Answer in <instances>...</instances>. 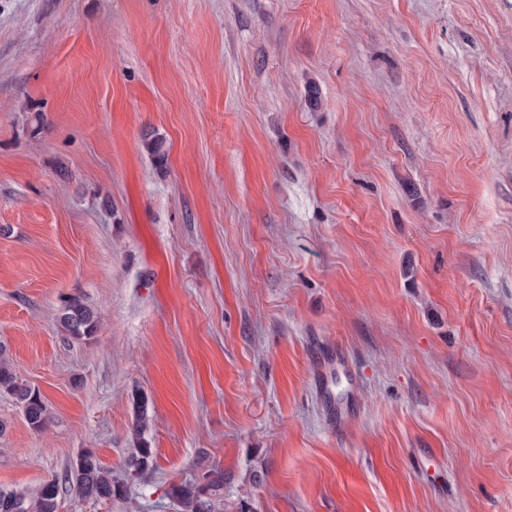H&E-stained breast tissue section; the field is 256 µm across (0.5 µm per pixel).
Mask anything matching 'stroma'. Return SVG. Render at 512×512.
<instances>
[{"mask_svg": "<svg viewBox=\"0 0 512 512\" xmlns=\"http://www.w3.org/2000/svg\"><path fill=\"white\" fill-rule=\"evenodd\" d=\"M0 348L59 512H512V0H0ZM59 325L66 334L78 339H91L98 330L96 313L81 296L73 294L62 300ZM0 394H6L21 404L29 428L43 430L48 419L47 406L39 389L19 383L11 364L0 358ZM132 403L135 412L136 448L127 461V468L131 471L130 475L140 476L152 470L155 463L154 448H151L145 436L150 420L148 415L150 401L147 395L139 392L133 395ZM72 469L76 490L82 497L107 501L125 492L124 486L113 480L111 471L103 466L92 449L82 450ZM224 470L218 466L206 470L199 480L172 483L166 491L178 512H248L244 500L236 504L235 510L224 501Z\"/></svg>", "mask_w": 512, "mask_h": 512, "instance_id": "stroma-1", "label": "stroma"}]
</instances>
